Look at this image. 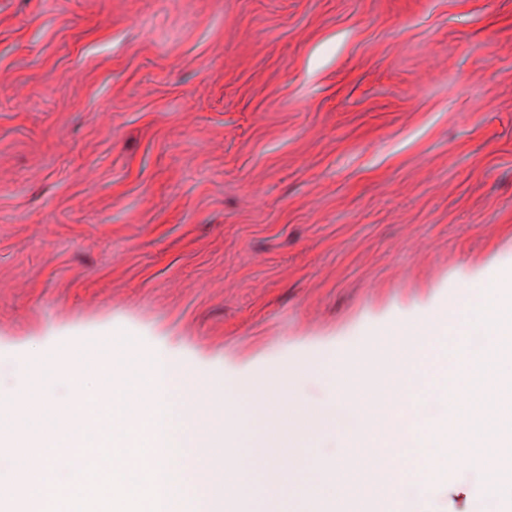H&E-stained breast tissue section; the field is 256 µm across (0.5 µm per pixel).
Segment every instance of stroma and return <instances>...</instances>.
<instances>
[{"label":"stroma","instance_id":"1","mask_svg":"<svg viewBox=\"0 0 512 512\" xmlns=\"http://www.w3.org/2000/svg\"><path fill=\"white\" fill-rule=\"evenodd\" d=\"M512 266V0H0V378L381 376ZM295 405L311 469L331 442ZM447 475L413 512H512Z\"/></svg>","mask_w":512,"mask_h":512}]
</instances>
